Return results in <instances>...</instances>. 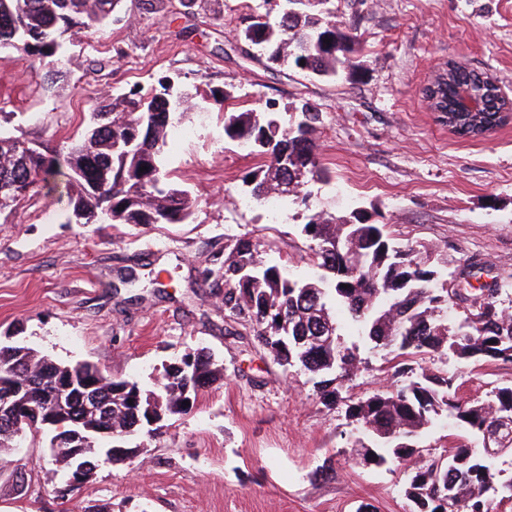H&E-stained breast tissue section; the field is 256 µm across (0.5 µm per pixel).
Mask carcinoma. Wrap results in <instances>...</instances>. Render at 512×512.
I'll return each instance as SVG.
<instances>
[{"label": "carcinoma", "instance_id": "carcinoma-1", "mask_svg": "<svg viewBox=\"0 0 512 512\" xmlns=\"http://www.w3.org/2000/svg\"><path fill=\"white\" fill-rule=\"evenodd\" d=\"M331 0H284L279 19L253 13L245 37L274 63H286L318 77L333 78L354 68L356 38L336 23ZM121 0H0V44L35 65L48 57L66 61L65 40L74 29L110 20L108 8ZM445 79L434 82L429 96L448 112L457 135L474 136L500 111L497 89L472 70L448 63ZM143 94L132 89L112 105L97 103L87 136L63 150L0 135V212L16 210L39 180L63 176L77 187L69 198L75 217L85 224H181L192 216L187 191L171 184L163 166L167 139L191 111L224 106L228 92L214 89L203 102L173 92L169 79ZM470 87L486 99L478 114L460 115V90ZM297 120L281 125L275 112H226L224 137L264 158L249 173L250 196L261 201L271 193L298 196L300 186L322 180L326 172L317 153L322 113L301 100ZM145 166L147 170L140 171ZM301 233L313 242V263L321 274L297 279L266 257L252 239L224 246V309L249 321L259 341L285 369L311 375L319 399L345 405V416L359 436L344 450L353 465L382 466L420 453L414 439L438 418L448 417L466 441L448 451L449 458L414 469L405 485L412 512H494L495 499L512 501V478L505 479L493 461L512 456V385L494 387L484 398H457V376L411 367L410 358L426 355L453 359L466 366L479 362L512 363V311L489 299L460 319H448L451 297L432 256L403 249L368 224L360 214L336 221L314 212ZM341 308L353 324L347 341L336 320ZM391 355L400 384L385 385L369 396L346 400V383L365 364L364 350ZM218 379L204 350L185 354L169 365L156 390L143 393L135 382L112 379L86 361L62 365L21 345H0V442H11L12 424L22 423L33 437L58 435L44 424L53 414L64 432L79 434L88 479L102 456L121 461L113 450L122 440L156 435L164 420L191 409L198 390ZM71 386V398L54 404L55 385ZM95 393L107 409L95 415L84 399ZM64 463L67 480L76 471L71 445L53 452Z\"/></svg>", "mask_w": 512, "mask_h": 512}]
</instances>
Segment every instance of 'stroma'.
I'll return each instance as SVG.
<instances>
[{
    "instance_id": "obj_1",
    "label": "stroma",
    "mask_w": 512,
    "mask_h": 512,
    "mask_svg": "<svg viewBox=\"0 0 512 512\" xmlns=\"http://www.w3.org/2000/svg\"><path fill=\"white\" fill-rule=\"evenodd\" d=\"M259 2L212 0L206 11L196 0L162 10L123 0L120 21L72 32L64 70L51 58L0 61V132L55 146L83 138L99 97L164 76L203 96L231 93L165 151L172 182L193 201L187 222L79 224L52 180L0 213V341L86 360L147 390L197 348L224 375L144 439L139 459L99 462L84 483L68 485L48 436L0 455V512H409L404 487L421 457L348 463L357 430L343 406L323 405L309 374L285 371L249 322L228 316L213 272L225 241L246 237L292 276H315L302 224L321 209L340 219L357 209L398 246L434 249L449 287L467 279L480 298H512V122L465 140L422 96L456 61L512 97V0H333L356 36L357 67L334 80L273 64L245 39ZM301 99L323 116L328 179L272 216L243 183L261 160L225 139L223 117L271 101L287 120ZM433 366L459 376L465 400L512 383L510 363Z\"/></svg>"
}]
</instances>
